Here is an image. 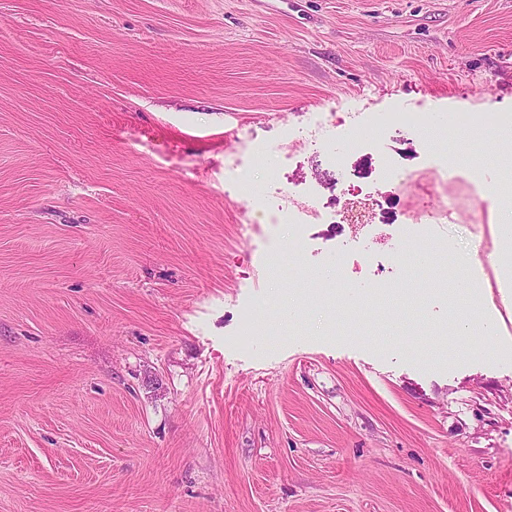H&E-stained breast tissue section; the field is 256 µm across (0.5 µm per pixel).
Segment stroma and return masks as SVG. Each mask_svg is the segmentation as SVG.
<instances>
[{"instance_id":"stroma-1","label":"stroma","mask_w":512,"mask_h":512,"mask_svg":"<svg viewBox=\"0 0 512 512\" xmlns=\"http://www.w3.org/2000/svg\"><path fill=\"white\" fill-rule=\"evenodd\" d=\"M354 112L512 115V0H0V512H512L494 194L432 227L399 335L288 315L349 190L387 237L418 202L379 175L425 170L414 134L339 180L288 138ZM254 144L325 216L294 281L286 225L239 234ZM468 263L497 334L464 346L438 291Z\"/></svg>"}]
</instances>
